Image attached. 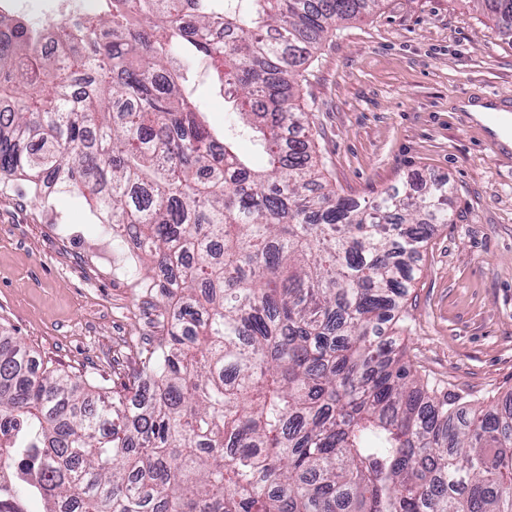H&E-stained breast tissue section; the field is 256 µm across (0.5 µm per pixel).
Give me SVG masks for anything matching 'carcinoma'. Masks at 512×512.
Wrapping results in <instances>:
<instances>
[{"label":"carcinoma","instance_id":"carcinoma-1","mask_svg":"<svg viewBox=\"0 0 512 512\" xmlns=\"http://www.w3.org/2000/svg\"><path fill=\"white\" fill-rule=\"evenodd\" d=\"M380 2L105 0L53 55L0 14V175L133 231L168 316L110 399L0 338V512H512V410L454 406L384 335L448 184L362 203L286 138L300 67ZM469 2L512 28V0ZM203 63L222 136L186 86Z\"/></svg>","mask_w":512,"mask_h":512}]
</instances>
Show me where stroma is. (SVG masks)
Returning <instances> with one entry per match:
<instances>
[{
	"label": "stroma",
	"mask_w": 512,
	"mask_h": 512,
	"mask_svg": "<svg viewBox=\"0 0 512 512\" xmlns=\"http://www.w3.org/2000/svg\"><path fill=\"white\" fill-rule=\"evenodd\" d=\"M223 131L229 106L206 67L188 82ZM300 96L313 109L324 182L367 200L392 188L447 182L452 221L436 225L403 301L402 351L422 382L474 406L512 395V149L458 108L512 100V31L470 0H381L327 35ZM145 261L126 265L90 201L36 198L0 178V323L42 361L109 391L139 370L130 335Z\"/></svg>",
	"instance_id": "35a3bbf8"
}]
</instances>
